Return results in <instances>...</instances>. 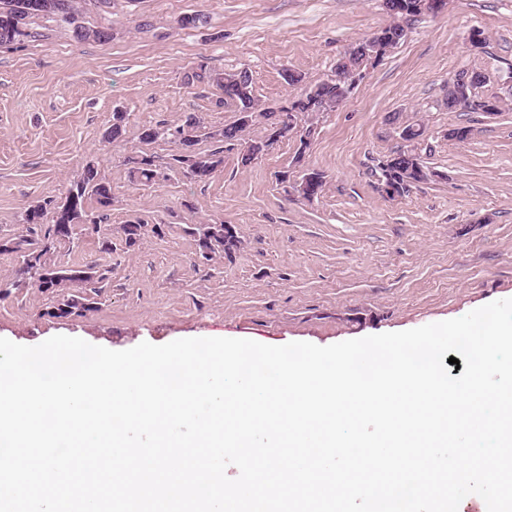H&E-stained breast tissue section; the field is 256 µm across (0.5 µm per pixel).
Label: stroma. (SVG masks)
I'll return each instance as SVG.
<instances>
[{
    "label": "stroma",
    "mask_w": 512,
    "mask_h": 512,
    "mask_svg": "<svg viewBox=\"0 0 512 512\" xmlns=\"http://www.w3.org/2000/svg\"><path fill=\"white\" fill-rule=\"evenodd\" d=\"M190 14L205 24L178 28ZM79 20L110 29L111 40L78 43L61 19L34 17L29 38L0 46V237L24 234L26 208L60 200L94 162L112 208L99 233L78 231L54 260L96 266L104 279L83 290L94 311L56 318L55 294L7 287L18 260L0 255V338L35 346L66 335L111 350L197 337L328 346L512 298V85L500 79L512 66V0H448L364 70L318 123L306 163L327 184L311 203L286 199L279 181L296 170L291 141L247 168L225 151L204 182L172 171L141 186L126 159L146 152L170 163L171 145L140 141L144 128L189 114L214 126L236 120L214 86L192 80L199 65L249 68L260 99L285 101L295 90L284 69L325 78L348 44L388 24L382 0H114L86 6ZM476 28L488 38L481 50L469 43ZM463 68L488 74L478 93L502 99L501 113L441 107ZM116 112L127 115V137L107 144ZM414 122L426 127L420 150L437 176L392 201L375 167ZM456 125L470 128L468 141L448 139ZM137 218L163 233L125 246L122 227ZM220 221L235 226L241 248L201 261L187 228Z\"/></svg>",
    "instance_id": "35a3bbf8"
}]
</instances>
